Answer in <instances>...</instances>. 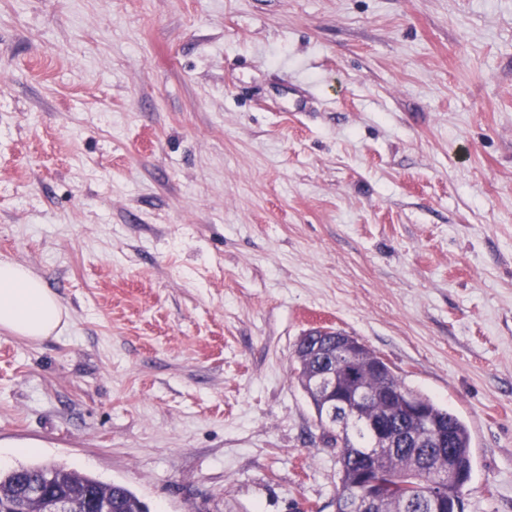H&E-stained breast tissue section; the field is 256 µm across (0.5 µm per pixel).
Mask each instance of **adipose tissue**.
<instances>
[{"mask_svg": "<svg viewBox=\"0 0 512 512\" xmlns=\"http://www.w3.org/2000/svg\"><path fill=\"white\" fill-rule=\"evenodd\" d=\"M69 313L60 298L25 264L0 260V331L30 341L60 338Z\"/></svg>", "mask_w": 512, "mask_h": 512, "instance_id": "adipose-tissue-1", "label": "adipose tissue"}]
</instances>
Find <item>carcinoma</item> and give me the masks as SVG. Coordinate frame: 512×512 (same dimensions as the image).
<instances>
[{"mask_svg": "<svg viewBox=\"0 0 512 512\" xmlns=\"http://www.w3.org/2000/svg\"><path fill=\"white\" fill-rule=\"evenodd\" d=\"M322 367V362L315 358L296 359L294 373L305 395L315 409L320 425L336 429V436L331 438L339 444L336 452L340 485L336 491V512H344L343 500L346 491L360 482V460L372 447L373 440L366 427L359 423H347L345 426L328 424L330 406L326 400L315 392L308 377ZM365 387L371 393L390 391L407 396L416 401L425 411L426 416L451 430L449 444L456 460L457 471L448 474V455H440L434 448H414L410 445L397 444L393 451L379 457V468L388 474H398L408 479L411 493L422 495L434 488L447 491L448 498L461 496L464 484L461 478L470 477L472 467V435L468 424L457 414L440 406L430 397L410 388L393 370L382 373H370L364 377ZM41 485L49 494L56 496L68 491L75 493L78 512L84 510L83 495L95 494L112 501L115 512H150L147 504L128 487L118 483H104L94 477L82 474L74 469L56 464L21 465L0 470V503L8 504L18 487L23 484Z\"/></svg>", "mask_w": 512, "mask_h": 512, "instance_id": "1", "label": "carcinoma"}]
</instances>
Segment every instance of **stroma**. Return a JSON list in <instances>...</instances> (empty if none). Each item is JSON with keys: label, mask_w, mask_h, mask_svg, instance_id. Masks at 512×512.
Returning <instances> with one entry per match:
<instances>
[{"label": "stroma", "mask_w": 512, "mask_h": 512, "mask_svg": "<svg viewBox=\"0 0 512 512\" xmlns=\"http://www.w3.org/2000/svg\"><path fill=\"white\" fill-rule=\"evenodd\" d=\"M1 466L150 512H336L291 379L357 337L470 427L512 512V0H0ZM69 313L60 298L25 264L0 260V331L29 341L60 338Z\"/></svg>", "instance_id": "obj_1"}]
</instances>
